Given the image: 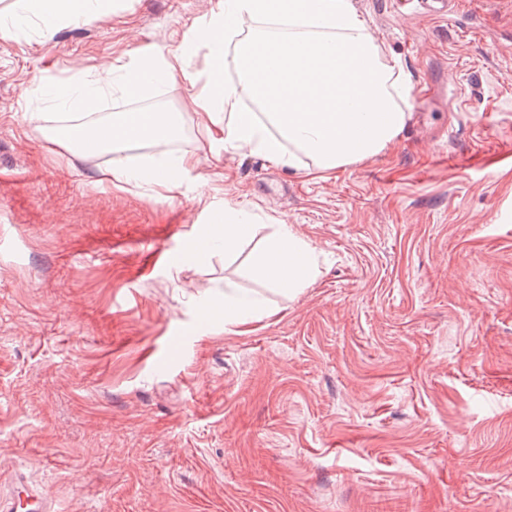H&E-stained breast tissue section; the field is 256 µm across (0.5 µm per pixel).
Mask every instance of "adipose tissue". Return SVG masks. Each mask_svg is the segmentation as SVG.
<instances>
[{
    "label": "adipose tissue",
    "mask_w": 512,
    "mask_h": 512,
    "mask_svg": "<svg viewBox=\"0 0 512 512\" xmlns=\"http://www.w3.org/2000/svg\"><path fill=\"white\" fill-rule=\"evenodd\" d=\"M25 16L46 23L77 16L97 18V0H14ZM257 22L242 35L243 18ZM208 46L212 78L194 105L202 123L218 128L225 149L258 154L298 173H332L376 157L404 130L409 75L400 59L378 44L353 0H218L197 26ZM233 56H226L227 47ZM232 63L237 76L225 78ZM182 53L147 50L111 71L90 78L99 91L118 89L129 98L168 83L181 70ZM113 152L168 140L174 125L161 109L123 112L106 126ZM192 156L167 167L135 169L121 159L106 172L109 182L179 189L194 168ZM253 209L225 211L202 246L187 259L202 262L216 250L232 252L254 230ZM314 249L292 225H279L258 262L261 278L279 295L293 297L314 278Z\"/></svg>",
    "instance_id": "ef3b65f1"
}]
</instances>
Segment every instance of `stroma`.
I'll list each match as a JSON object with an SVG mask.
<instances>
[{
  "instance_id": "obj_1",
  "label": "stroma",
  "mask_w": 512,
  "mask_h": 512,
  "mask_svg": "<svg viewBox=\"0 0 512 512\" xmlns=\"http://www.w3.org/2000/svg\"><path fill=\"white\" fill-rule=\"evenodd\" d=\"M218 0H103L0 35V480L57 512H512V0L447 18L355 0L411 79L382 154L304 177L225 149L192 97ZM145 48L174 80L64 111L76 78ZM162 107L194 156L174 193L112 185L67 117ZM259 218L185 259L212 211ZM319 255L292 300L258 279L277 225ZM274 314L224 321V289Z\"/></svg>"
}]
</instances>
